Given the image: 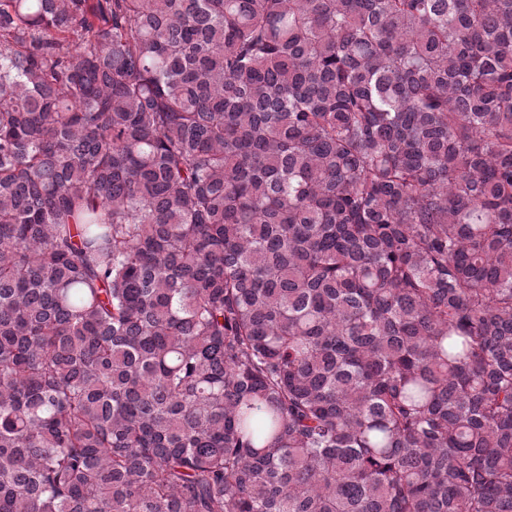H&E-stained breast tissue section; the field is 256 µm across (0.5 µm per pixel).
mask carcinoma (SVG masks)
Wrapping results in <instances>:
<instances>
[{
    "label": "carcinoma",
    "mask_w": 512,
    "mask_h": 512,
    "mask_svg": "<svg viewBox=\"0 0 512 512\" xmlns=\"http://www.w3.org/2000/svg\"><path fill=\"white\" fill-rule=\"evenodd\" d=\"M0 512H512V0H0Z\"/></svg>",
    "instance_id": "obj_1"
}]
</instances>
